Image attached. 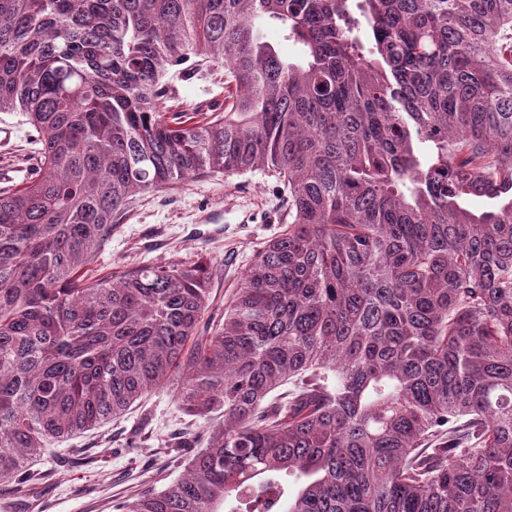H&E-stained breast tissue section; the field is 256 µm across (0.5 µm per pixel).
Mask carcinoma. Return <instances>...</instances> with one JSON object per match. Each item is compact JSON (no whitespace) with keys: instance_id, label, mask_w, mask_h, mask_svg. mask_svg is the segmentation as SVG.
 Wrapping results in <instances>:
<instances>
[{"instance_id":"1","label":"carcinoma","mask_w":512,"mask_h":512,"mask_svg":"<svg viewBox=\"0 0 512 512\" xmlns=\"http://www.w3.org/2000/svg\"><path fill=\"white\" fill-rule=\"evenodd\" d=\"M0 112V482L177 372L224 425L121 512H512V0H0ZM254 170L288 222L210 335L207 258L87 277L131 196ZM175 99L165 104L166 112L186 110L211 112L224 108V70L192 72L171 78ZM8 137L4 143L1 140ZM35 132L18 112H0V189L17 188L26 179L21 169L33 168L37 154L33 145Z\"/></svg>"}]
</instances>
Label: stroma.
I'll return each mask as SVG.
<instances>
[{
	"label": "stroma",
	"mask_w": 512,
	"mask_h": 512,
	"mask_svg": "<svg viewBox=\"0 0 512 512\" xmlns=\"http://www.w3.org/2000/svg\"><path fill=\"white\" fill-rule=\"evenodd\" d=\"M166 111L210 112L224 106L223 71L174 77ZM33 131L19 113L0 112V189L16 188L37 154ZM278 181L260 171L221 174L134 197L95 256L94 279L124 267L209 257L217 271L202 322L216 323L238 290L254 255L284 227ZM203 420L186 415L172 391L91 432L56 443L34 463L28 494L0 483V512H117L144 489L162 490L179 478Z\"/></svg>",
	"instance_id": "35a3bbf8"
}]
</instances>
